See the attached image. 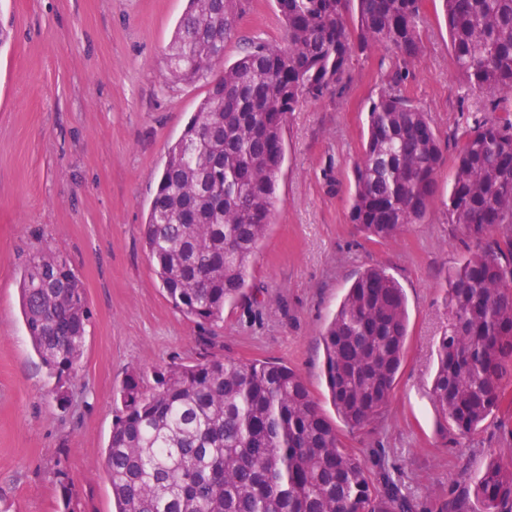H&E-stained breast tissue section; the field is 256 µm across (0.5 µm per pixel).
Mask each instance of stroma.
Here are the masks:
<instances>
[{
    "label": "stroma",
    "instance_id": "obj_1",
    "mask_svg": "<svg viewBox=\"0 0 512 512\" xmlns=\"http://www.w3.org/2000/svg\"><path fill=\"white\" fill-rule=\"evenodd\" d=\"M187 0H0V512H114L103 455L129 375L214 354L279 362L305 380L342 441L372 473L400 477L424 506L473 489L488 452L512 461V388L467 440H445L428 399L448 323V273L467 248L444 203L464 130L491 117L489 94L466 85L448 51L441 0H422L423 55L404 85L427 113L446 163L422 223L371 242L347 213L367 113L383 61L359 57L345 86L293 112L274 220L247 277L246 298L198 325L168 301L143 229L167 150L210 87L167 78ZM274 0H247L212 76L250 42L282 43ZM63 259L85 288L90 320L75 374L59 383L27 335L20 281L32 252ZM382 267L402 286L406 355L384 413L356 433L338 423L323 373L321 336L358 274Z\"/></svg>",
    "mask_w": 512,
    "mask_h": 512
}]
</instances>
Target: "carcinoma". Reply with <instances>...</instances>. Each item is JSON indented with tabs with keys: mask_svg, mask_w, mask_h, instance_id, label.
I'll return each instance as SVG.
<instances>
[{
	"mask_svg": "<svg viewBox=\"0 0 512 512\" xmlns=\"http://www.w3.org/2000/svg\"><path fill=\"white\" fill-rule=\"evenodd\" d=\"M284 44L252 42L224 67L168 149L144 245L172 306L209 324L246 295L284 161L290 114L343 85L355 57L391 50L354 166L350 223L389 240L422 222L446 162L425 112L403 94L422 50V0H274ZM458 76L512 112V0H443ZM242 0H189L168 53L170 75L195 83L224 54ZM448 223L474 243L448 276V329L428 396L441 430L474 435L512 386V119L463 134L446 203ZM23 319L49 373L73 374L89 313L75 272L38 252L21 282ZM408 312L399 283L366 269L327 324L324 375L350 430L379 418L406 354ZM104 467L116 512H421L394 481L381 483L339 437L292 368L205 354L173 365L146 389L121 393ZM475 485L478 504L452 493L435 512H512V462L494 452Z\"/></svg>",
	"mask_w": 512,
	"mask_h": 512,
	"instance_id": "1",
	"label": "carcinoma"
}]
</instances>
